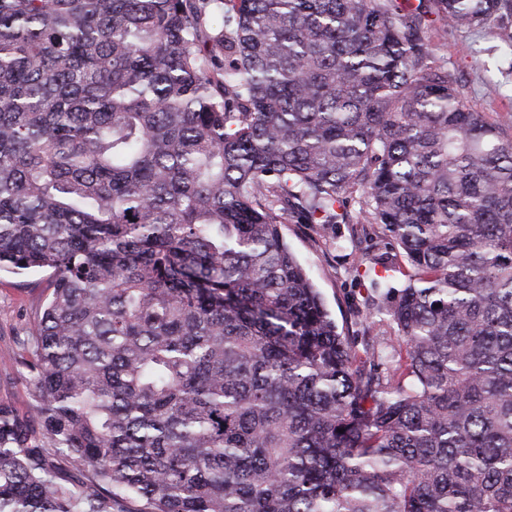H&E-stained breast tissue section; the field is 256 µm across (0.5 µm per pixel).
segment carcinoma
I'll return each mask as SVG.
<instances>
[{
  "mask_svg": "<svg viewBox=\"0 0 512 512\" xmlns=\"http://www.w3.org/2000/svg\"><path fill=\"white\" fill-rule=\"evenodd\" d=\"M491 24L512 50V0H0V273L52 277L0 512H512V137L433 38ZM288 222L395 243L384 375Z\"/></svg>",
  "mask_w": 512,
  "mask_h": 512,
  "instance_id": "obj_1",
  "label": "carcinoma"
}]
</instances>
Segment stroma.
Returning <instances> with one entry per match:
<instances>
[{"label":"stroma","mask_w":512,"mask_h":512,"mask_svg":"<svg viewBox=\"0 0 512 512\" xmlns=\"http://www.w3.org/2000/svg\"><path fill=\"white\" fill-rule=\"evenodd\" d=\"M442 53L467 107L497 122L512 119V51L496 29L451 34ZM336 233L348 240V247L333 246L314 224L283 227L284 237L321 292L340 331L354 337L360 351L390 352L397 344V332L389 321L374 314L375 307L386 305L387 300L372 290L368 277L353 273L352 268L364 257H391L393 245L380 232L359 224L337 225ZM50 292L48 272L0 274V401L11 402L24 416L33 404V387L27 371L17 367L14 359L22 353L36 310Z\"/></svg>","instance_id":"35a3bbf8"}]
</instances>
